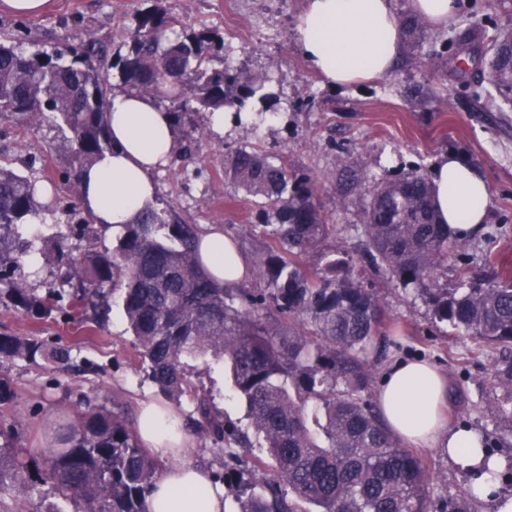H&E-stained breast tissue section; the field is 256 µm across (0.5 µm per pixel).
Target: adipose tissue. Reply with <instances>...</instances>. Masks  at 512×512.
<instances>
[{"instance_id": "obj_1", "label": "adipose tissue", "mask_w": 512, "mask_h": 512, "mask_svg": "<svg viewBox=\"0 0 512 512\" xmlns=\"http://www.w3.org/2000/svg\"><path fill=\"white\" fill-rule=\"evenodd\" d=\"M402 26L392 0H305L297 45L310 68L332 88L386 77L402 46ZM105 123L111 150L78 172L80 203L95 223L111 229L134 224L158 207L155 174L166 167L178 138L173 116L157 97L116 91ZM435 209L458 235L485 224L491 188L471 164L442 155L431 170ZM202 263L219 283L235 286L250 266L221 225L198 234ZM448 378L433 365L397 358L389 362L375 402L392 432L410 448H435L468 471L474 495L485 496L506 465L487 457L476 431L448 424ZM138 434L164 469L146 499V512H224V490L193 466V446L174 408L141 406Z\"/></svg>"}]
</instances>
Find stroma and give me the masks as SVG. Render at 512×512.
Here are the masks:
<instances>
[{
    "mask_svg": "<svg viewBox=\"0 0 512 512\" xmlns=\"http://www.w3.org/2000/svg\"><path fill=\"white\" fill-rule=\"evenodd\" d=\"M167 12L184 29L217 27L224 32V51L214 67L231 65L251 71H270L280 94L279 118L258 129L244 126L215 134L209 114L194 108L182 111L177 124L181 141H194V161L171 158L156 175L162 209L189 224H220L254 258L264 236L251 197L224 180V161L243 143L259 145L280 155L289 166L309 170L316 180L317 198L331 223L343 225V247L356 252L359 239L349 227L364 221L363 202L371 184H362L346 205H339L335 176L343 165L364 164L377 179L388 181L414 163L433 165L444 153H454L474 165L492 188L486 224L472 237L459 241L465 265L472 273L487 272L485 255H494L512 268V111L502 112L488 97L477 96L476 81L460 80L446 44L485 51L499 30L512 27V0H463L457 18L445 28H429L419 48L403 47L395 69L381 79L332 89L324 86L299 53L295 40L304 0H163ZM141 0H51L43 14L23 17L0 11V37L26 27L30 39L24 51L50 49L77 35L111 44L134 23ZM312 102L307 112L295 111ZM62 137L51 123L21 124L0 116V162L46 182L56 204L23 230L54 238L65 232L64 250L81 254L88 246L112 248L117 234L98 232L95 243L70 231L63 217L75 203L76 189L68 179L70 163L55 152ZM33 268L19 275L38 295L60 290L62 273L54 251L33 256ZM381 299L397 340L390 357H419L444 372L451 388L448 419L489 433L494 455L512 458V413L488 412L493 399H505L506 388L496 385L493 371L502 353L476 350L469 340L451 335L434 323L422 300L389 282H381ZM37 333L49 347L68 349L71 361L62 366L42 360L15 361L9 376L16 400L0 409V431H14V446L31 469H43V448L60 444L69 425L86 403L121 414L129 428L137 426L138 403L162 400L135 355L133 338L119 304L106 320L95 324L86 315L52 310L40 321L24 311L0 305V333ZM190 378L211 392L215 408L226 420L245 423L246 409L232 389L223 364L211 359L187 362ZM434 476V499L468 498L471 512H490L488 500L471 496L470 478L433 448L420 449ZM11 512H49L57 503L50 485L37 482L6 485L0 491Z\"/></svg>",
    "mask_w": 512,
    "mask_h": 512,
    "instance_id": "stroma-1",
    "label": "stroma"
}]
</instances>
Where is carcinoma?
I'll return each instance as SVG.
<instances>
[{"label": "carcinoma", "instance_id": "1", "mask_svg": "<svg viewBox=\"0 0 512 512\" xmlns=\"http://www.w3.org/2000/svg\"><path fill=\"white\" fill-rule=\"evenodd\" d=\"M145 2L112 51L80 37L63 49L26 54L23 27L0 41V113L21 123L53 122L62 133L54 150L67 154L75 171L112 149L104 114L113 69L124 87L159 96L175 114L193 102L203 111L232 110L240 125L249 107L257 104L263 113L277 103L270 73L209 67L224 50L223 32L178 33L161 0ZM400 21L407 40L421 45L422 18L407 10ZM488 51L486 93L511 106L512 29L495 36ZM224 178L257 199L266 237L252 270L259 287L218 284L201 267L199 227L173 223L161 209L124 225L111 250L74 256L58 249L70 290L57 292L56 303L105 310L115 286L123 287V309L147 377L191 404L194 430L224 457L221 480L240 492V512H298L299 501L317 512H430L433 476L426 461L388 430L368 398L387 358L379 290L354 274L351 255L336 245L339 231L316 200L313 175L244 144L225 161ZM370 178L369 168L346 166L337 176L339 204ZM36 194V181L0 165V301L38 317L49 312L47 301L13 277L45 243L20 235L38 212ZM354 231L361 259L423 300L434 322L478 350L509 353L494 377L512 389V272L504 268L492 280L453 288L441 282L456 244L448 225L438 222L426 166L378 183ZM208 354L229 365L248 426L224 420L209 394L185 375V358ZM39 359L66 365L70 352L46 349L39 336L0 333V407L16 398L2 368ZM251 431L266 456L245 452L253 447ZM44 453L47 467L38 480L60 499L79 503L77 512H146L156 466L120 415L89 406L70 426L66 445ZM7 474L23 480L28 470L5 443L0 489Z\"/></svg>", "mask_w": 512, "mask_h": 512}]
</instances>
